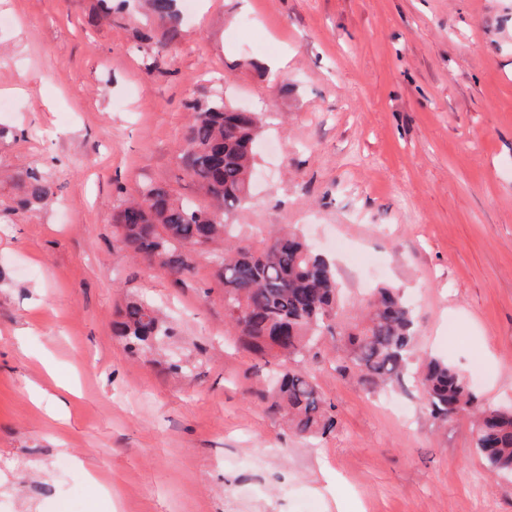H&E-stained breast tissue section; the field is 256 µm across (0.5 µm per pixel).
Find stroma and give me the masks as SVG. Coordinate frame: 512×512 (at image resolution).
Listing matches in <instances>:
<instances>
[{"mask_svg":"<svg viewBox=\"0 0 512 512\" xmlns=\"http://www.w3.org/2000/svg\"><path fill=\"white\" fill-rule=\"evenodd\" d=\"M99 13L0 0V512H512L470 418L435 420L410 376L364 391L343 337L307 363L336 431L296 436L255 396L276 366L237 348L208 256L176 286L112 226L145 182L202 203L177 162L189 100L266 113L238 242L298 227L346 318L401 289L416 360L511 406L512 0H195L165 49L138 0ZM28 167L52 194L21 209ZM129 299L168 315L165 351L113 336ZM46 363L77 390L62 404L27 392H53Z\"/></svg>","mask_w":512,"mask_h":512,"instance_id":"1","label":"stroma"}]
</instances>
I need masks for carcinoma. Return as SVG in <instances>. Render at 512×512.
Here are the masks:
<instances>
[{
    "label": "carcinoma",
    "mask_w": 512,
    "mask_h": 512,
    "mask_svg": "<svg viewBox=\"0 0 512 512\" xmlns=\"http://www.w3.org/2000/svg\"><path fill=\"white\" fill-rule=\"evenodd\" d=\"M143 5L165 27V41L172 40L181 25L177 0H143ZM188 108L191 115L178 159L210 206L180 202L166 186L145 183L138 196L118 205L113 214L116 245L133 258L147 260L176 284L192 271L199 252L211 250L214 276L224 283L226 324L243 349L283 367L270 413L286 412L289 428L299 436L329 435L336 418L305 363L316 337L340 315L335 266L283 227L257 246L228 240L225 218L243 208L250 196L262 119L255 112L232 111L219 95L193 100ZM25 176L21 205L48 199L50 188L41 173L30 168ZM112 333L138 353L173 338L175 329L151 303L129 300ZM415 333L413 310L399 291L378 287L362 317L342 332L341 369L353 372L369 390L399 384L414 356ZM420 384L433 418L446 423L457 416L476 417L475 450L489 472L512 474V408L481 404L465 377L441 359L423 362Z\"/></svg>",
    "instance_id": "carcinoma-1"
}]
</instances>
